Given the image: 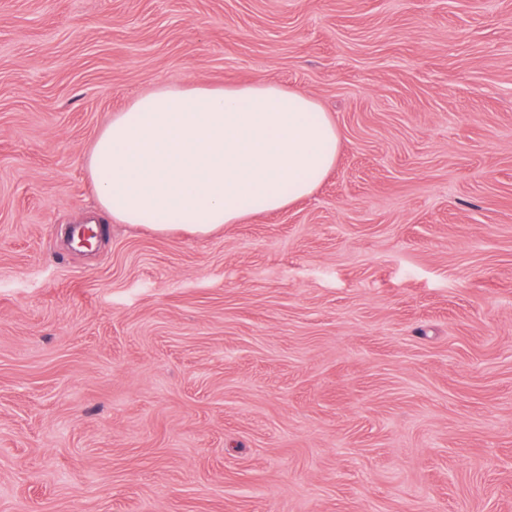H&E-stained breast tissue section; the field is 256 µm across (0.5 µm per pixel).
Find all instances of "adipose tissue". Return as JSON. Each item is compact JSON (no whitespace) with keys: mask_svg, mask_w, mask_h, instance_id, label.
Wrapping results in <instances>:
<instances>
[{"mask_svg":"<svg viewBox=\"0 0 512 512\" xmlns=\"http://www.w3.org/2000/svg\"><path fill=\"white\" fill-rule=\"evenodd\" d=\"M340 133L309 95L267 83L168 84L113 113L86 156L96 203L121 224L206 236L251 209L309 196Z\"/></svg>","mask_w":512,"mask_h":512,"instance_id":"adipose-tissue-1","label":"adipose tissue"}]
</instances>
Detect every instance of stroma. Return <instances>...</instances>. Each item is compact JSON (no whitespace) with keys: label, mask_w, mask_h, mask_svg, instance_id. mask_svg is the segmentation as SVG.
Returning a JSON list of instances; mask_svg holds the SVG:
<instances>
[{"label":"stroma","mask_w":512,"mask_h":512,"mask_svg":"<svg viewBox=\"0 0 512 512\" xmlns=\"http://www.w3.org/2000/svg\"><path fill=\"white\" fill-rule=\"evenodd\" d=\"M341 133L205 237L95 209L165 84ZM0 512H512V0H0Z\"/></svg>","instance_id":"obj_1"}]
</instances>
